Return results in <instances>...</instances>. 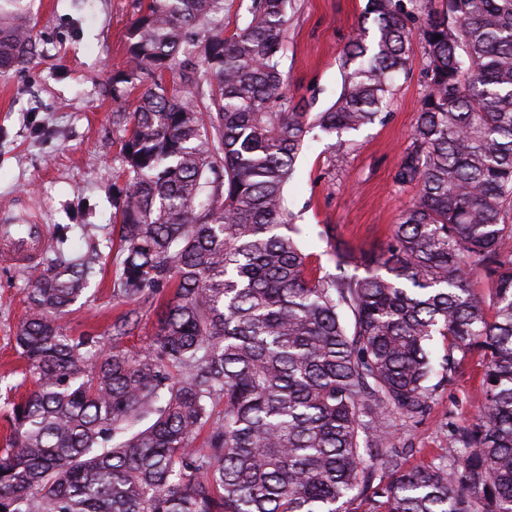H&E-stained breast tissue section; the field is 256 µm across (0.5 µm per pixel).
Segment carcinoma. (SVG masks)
<instances>
[{
	"mask_svg": "<svg viewBox=\"0 0 512 512\" xmlns=\"http://www.w3.org/2000/svg\"><path fill=\"white\" fill-rule=\"evenodd\" d=\"M287 9L254 0L226 37L224 0L139 4L113 79L140 88L115 121L112 297L129 309L108 345L70 336L57 317L102 254L30 273L15 341L32 389L6 403L0 512H512V0H368L315 114L284 91ZM23 10L0 0L1 72L32 50ZM411 25L427 90L394 182L418 196L379 254L337 252L367 275L312 274L285 196L305 138L341 151L386 118ZM169 288L149 342L124 347L135 306ZM475 354L477 421L451 430V459L407 466L392 419L421 422Z\"/></svg>",
	"mask_w": 512,
	"mask_h": 512,
	"instance_id": "1",
	"label": "carcinoma"
}]
</instances>
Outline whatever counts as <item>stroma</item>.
Listing matches in <instances>:
<instances>
[{"label": "stroma", "instance_id": "35a3bbf8", "mask_svg": "<svg viewBox=\"0 0 512 512\" xmlns=\"http://www.w3.org/2000/svg\"><path fill=\"white\" fill-rule=\"evenodd\" d=\"M367 0H291L282 67L293 104L325 109L342 83L341 54ZM35 51L17 69L0 73V206L15 219L47 225L49 249L75 254L97 245L102 261L84 295L58 324L71 336L106 338L124 305L112 297V185L122 182L120 140L114 115L129 111L113 76L127 65V31L138 0H24ZM426 58L414 46L406 73L398 75L385 122L345 133L347 146L312 131L287 188L288 206L301 230V247L317 272H335L333 249L320 235L336 228L355 255L379 254L416 190L393 181L410 144L427 85ZM27 277L0 267V403L22 381L24 362L15 336L27 316ZM479 356L436 393L421 423L393 422V441L409 451L411 467L447 454L448 424L475 420L481 388Z\"/></svg>", "mask_w": 512, "mask_h": 512}]
</instances>
